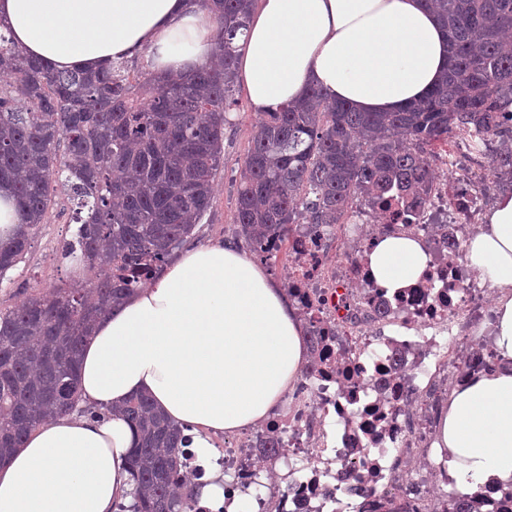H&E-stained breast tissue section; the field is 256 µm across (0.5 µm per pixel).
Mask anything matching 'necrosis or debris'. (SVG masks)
Instances as JSON below:
<instances>
[{"mask_svg": "<svg viewBox=\"0 0 512 512\" xmlns=\"http://www.w3.org/2000/svg\"><path fill=\"white\" fill-rule=\"evenodd\" d=\"M444 166L420 208L377 213L362 204L336 226L295 225L288 294L308 326L309 360L260 431L225 443L217 460L232 475L225 506L261 486L275 496L257 498L258 512H433L450 500L471 512H512V485L472 494L444 466L427 474L405 467L434 455L449 389L495 359L490 344L455 330L459 316L479 323L490 315V282L469 265L466 244L491 206L474 184L491 164L463 140ZM375 215L429 255L425 276L392 294L366 261Z\"/></svg>", "mask_w": 512, "mask_h": 512, "instance_id": "4bbe7bcc", "label": "necrosis or debris"}]
</instances>
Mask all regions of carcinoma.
<instances>
[{
  "label": "carcinoma",
  "instance_id": "carcinoma-1",
  "mask_svg": "<svg viewBox=\"0 0 512 512\" xmlns=\"http://www.w3.org/2000/svg\"><path fill=\"white\" fill-rule=\"evenodd\" d=\"M220 60L172 81L128 63L58 71L27 57L0 28V189L21 215L0 239V276L13 268L53 205L58 184L77 200V244L88 278L33 292L0 310V464L32 430L75 411L82 347L97 320L151 281L210 209L236 109L234 41L252 0H208ZM441 19L448 71L399 112H358L316 87L254 126L236 181L235 234L259 255L295 224L344 223L366 200L412 209L436 180V148L453 135H495L491 163L512 174V0H423ZM135 435L129 512H192L180 431L150 399L120 409Z\"/></svg>",
  "mask_w": 512,
  "mask_h": 512
}]
</instances>
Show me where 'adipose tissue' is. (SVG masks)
<instances>
[{"label": "adipose tissue", "instance_id": "adipose-tissue-1", "mask_svg": "<svg viewBox=\"0 0 512 512\" xmlns=\"http://www.w3.org/2000/svg\"><path fill=\"white\" fill-rule=\"evenodd\" d=\"M0 25L29 56L95 71L146 55L175 75L218 51L200 0H0ZM238 80L256 113L309 86L360 112H397L448 69V41L421 0H254L235 42ZM496 286L498 361L455 387L432 445L472 490L512 484V194L499 195L466 245ZM428 256L401 233L377 241L370 271L388 291L415 284ZM288 291L221 242L181 252L97 323L81 357L79 408L32 431L0 468V512H117L132 503L133 433L113 407L136 393L177 424L201 459L213 439L264 424L307 354Z\"/></svg>", "mask_w": 512, "mask_h": 512}]
</instances>
